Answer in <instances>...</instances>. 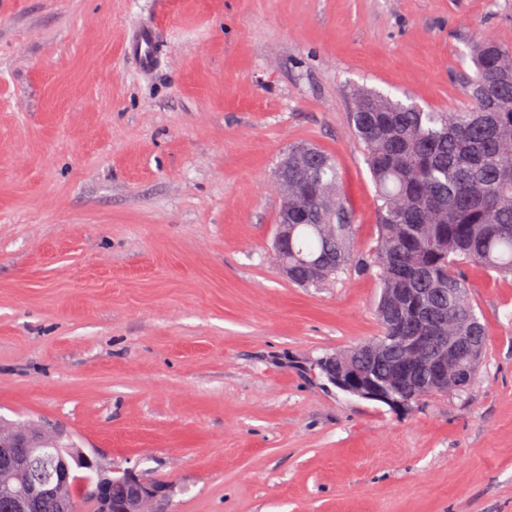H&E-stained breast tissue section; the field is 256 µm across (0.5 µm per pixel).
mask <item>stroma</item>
I'll return each instance as SVG.
<instances>
[{
	"instance_id": "stroma-1",
	"label": "stroma",
	"mask_w": 512,
	"mask_h": 512,
	"mask_svg": "<svg viewBox=\"0 0 512 512\" xmlns=\"http://www.w3.org/2000/svg\"><path fill=\"white\" fill-rule=\"evenodd\" d=\"M481 39L512 43V0H0V422L167 483L153 512H512V278L463 268L468 394L394 411L315 366L380 335L374 271L300 288L269 258L296 142L367 252L351 88L452 111ZM159 50L160 40L155 27L145 24L133 29L126 52L142 70L149 71L154 67Z\"/></svg>"
}]
</instances>
